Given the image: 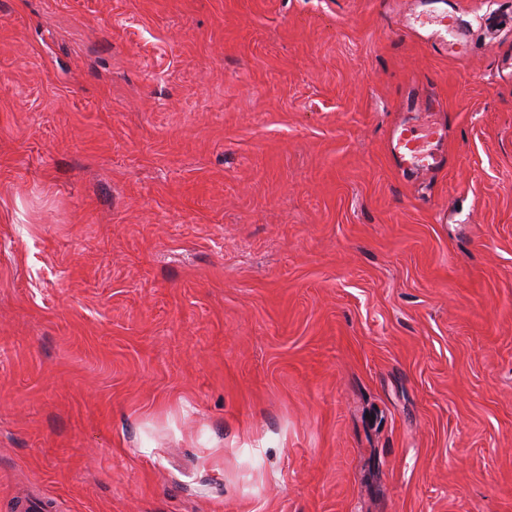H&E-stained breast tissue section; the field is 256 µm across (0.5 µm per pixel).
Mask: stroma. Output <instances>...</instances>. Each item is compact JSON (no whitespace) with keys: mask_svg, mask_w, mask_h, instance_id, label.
<instances>
[{"mask_svg":"<svg viewBox=\"0 0 512 512\" xmlns=\"http://www.w3.org/2000/svg\"><path fill=\"white\" fill-rule=\"evenodd\" d=\"M454 1L459 59L386 0H0V512H512V0ZM415 112L419 113L412 123L394 126L389 140L396 168L403 176L413 179L435 173L445 166L446 156L439 145L448 136L436 101Z\"/></svg>","mask_w":512,"mask_h":512,"instance_id":"stroma-1","label":"stroma"}]
</instances>
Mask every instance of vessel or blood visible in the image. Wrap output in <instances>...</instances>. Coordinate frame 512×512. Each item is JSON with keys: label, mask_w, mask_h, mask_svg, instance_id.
Returning a JSON list of instances; mask_svg holds the SVG:
<instances>
[{"label": "vessel or blood", "mask_w": 512, "mask_h": 512, "mask_svg": "<svg viewBox=\"0 0 512 512\" xmlns=\"http://www.w3.org/2000/svg\"><path fill=\"white\" fill-rule=\"evenodd\" d=\"M429 22L434 27L430 40L439 50L453 56L468 51L470 30L459 10L442 12L430 17ZM447 136L438 103L433 101L420 108L413 122L395 125L391 132L389 143L396 168L413 179L437 172L446 164L441 146Z\"/></svg>", "instance_id": "vessel-or-blood-1"}]
</instances>
